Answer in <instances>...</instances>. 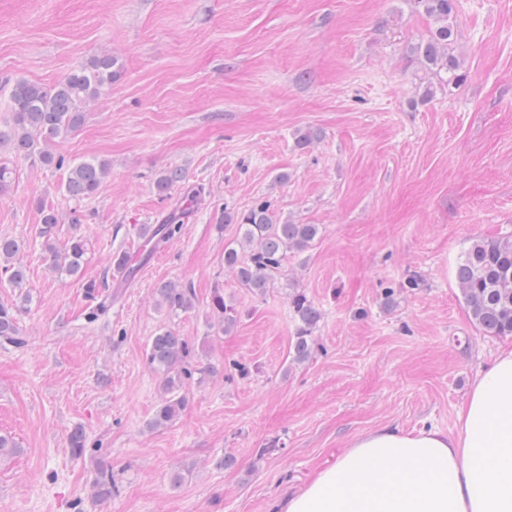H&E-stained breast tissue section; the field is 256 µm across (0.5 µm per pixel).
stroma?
<instances>
[{
    "label": "stroma",
    "mask_w": 512,
    "mask_h": 512,
    "mask_svg": "<svg viewBox=\"0 0 512 512\" xmlns=\"http://www.w3.org/2000/svg\"><path fill=\"white\" fill-rule=\"evenodd\" d=\"M455 23L465 78L450 86L409 57L433 26L414 0H0L1 123L10 81L52 84L104 52L121 68L57 148L109 162L97 194L70 200L66 169L24 161L0 192V236L22 243L27 269L20 290L0 275V304L30 297L18 319L27 346H0V434L20 447L0 458V512H271L359 434L455 430L476 372L512 345L474 326L455 279L474 240L512 236V0H457ZM301 129L320 137L298 147ZM167 167L186 179L162 197L154 180ZM259 199L322 228L263 298L225 271L236 227L216 225ZM45 207L57 248L74 233L88 241L79 276L44 259ZM172 213L179 232L143 258L141 225ZM120 252L134 269L121 281ZM89 281L112 298L93 323ZM164 281L190 285L194 308L160 307ZM217 287L240 322L212 337ZM293 287L323 313L299 365ZM163 327L213 371L152 429L162 377L145 351ZM77 427L80 458L67 445ZM100 467L116 485L102 499Z\"/></svg>",
    "instance_id": "1"
}]
</instances>
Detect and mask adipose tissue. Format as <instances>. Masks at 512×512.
I'll use <instances>...</instances> for the list:
<instances>
[{"mask_svg": "<svg viewBox=\"0 0 512 512\" xmlns=\"http://www.w3.org/2000/svg\"><path fill=\"white\" fill-rule=\"evenodd\" d=\"M277 512H512V348L476 374L455 432L359 435Z\"/></svg>", "mask_w": 512, "mask_h": 512, "instance_id": "ef3b65f1", "label": "adipose tissue"}]
</instances>
